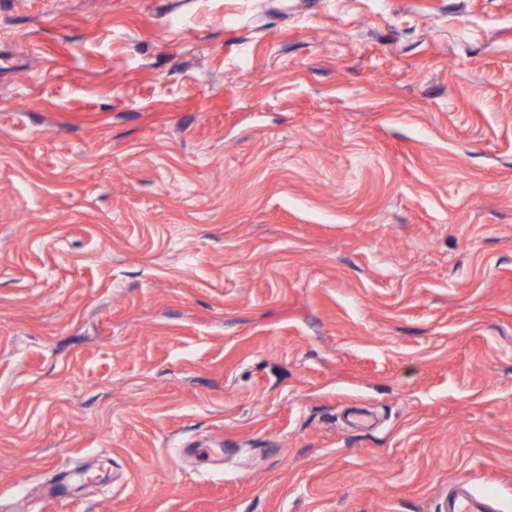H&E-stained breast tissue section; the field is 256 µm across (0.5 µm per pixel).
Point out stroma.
<instances>
[{
  "label": "stroma",
  "mask_w": 512,
  "mask_h": 512,
  "mask_svg": "<svg viewBox=\"0 0 512 512\" xmlns=\"http://www.w3.org/2000/svg\"><path fill=\"white\" fill-rule=\"evenodd\" d=\"M459 481L512 512V0H0V512Z\"/></svg>",
  "instance_id": "1"
}]
</instances>
